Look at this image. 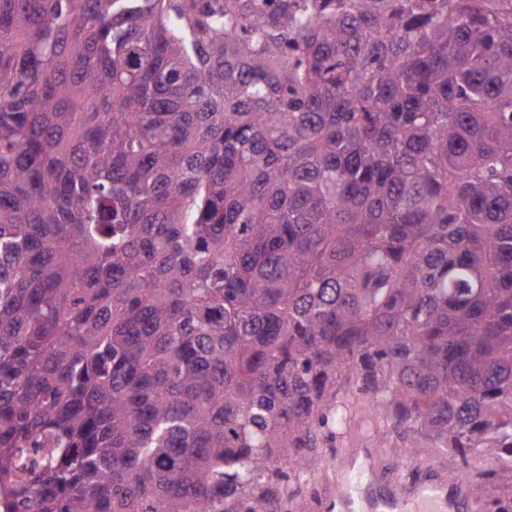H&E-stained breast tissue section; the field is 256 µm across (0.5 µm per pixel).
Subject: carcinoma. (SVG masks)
<instances>
[{"instance_id":"cac0c4a2","label":"carcinoma","mask_w":512,"mask_h":512,"mask_svg":"<svg viewBox=\"0 0 512 512\" xmlns=\"http://www.w3.org/2000/svg\"><path fill=\"white\" fill-rule=\"evenodd\" d=\"M364 405L512 460V0H0V512H300Z\"/></svg>"}]
</instances>
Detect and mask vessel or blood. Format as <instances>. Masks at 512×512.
I'll return each mask as SVG.
<instances>
[{
    "label": "vessel or blood",
    "mask_w": 512,
    "mask_h": 512,
    "mask_svg": "<svg viewBox=\"0 0 512 512\" xmlns=\"http://www.w3.org/2000/svg\"><path fill=\"white\" fill-rule=\"evenodd\" d=\"M359 470L365 474L364 485H351L348 475ZM336 503L340 512H417L418 503L436 504L447 512H465L470 500L467 484L447 481L441 475L390 479L383 473V459L371 439L336 462Z\"/></svg>",
    "instance_id": "vessel-or-blood-1"
}]
</instances>
